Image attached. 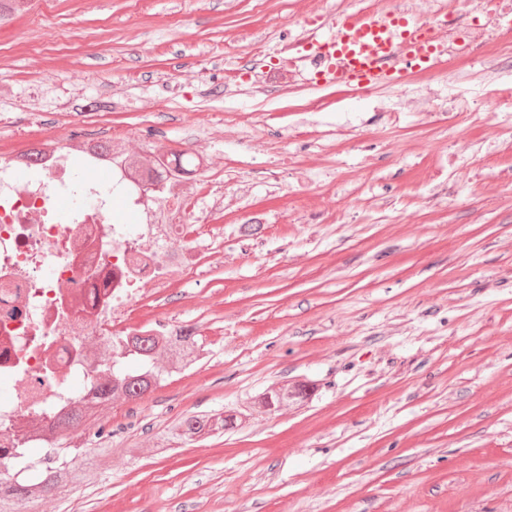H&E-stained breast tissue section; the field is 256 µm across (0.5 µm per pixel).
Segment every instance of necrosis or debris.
Segmentation results:
<instances>
[{
  "label": "necrosis or debris",
  "mask_w": 512,
  "mask_h": 512,
  "mask_svg": "<svg viewBox=\"0 0 512 512\" xmlns=\"http://www.w3.org/2000/svg\"><path fill=\"white\" fill-rule=\"evenodd\" d=\"M108 123L87 107L68 149L41 128L26 148L0 145L1 478L14 449L55 440L53 422L95 393L117 345L188 331L159 315L181 285L196 283L190 302L215 297L223 193L203 180L179 190L162 168L105 152L90 129ZM118 207L134 223H115Z\"/></svg>",
  "instance_id": "4bbe7bcc"
}]
</instances>
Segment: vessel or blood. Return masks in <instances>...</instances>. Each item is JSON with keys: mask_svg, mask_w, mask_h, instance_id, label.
I'll return each mask as SVG.
<instances>
[{"mask_svg": "<svg viewBox=\"0 0 512 512\" xmlns=\"http://www.w3.org/2000/svg\"><path fill=\"white\" fill-rule=\"evenodd\" d=\"M319 61V81L327 84L363 82L374 85L395 62L427 69L441 55V44L429 26L405 16L340 20L334 32L308 34Z\"/></svg>", "mask_w": 512, "mask_h": 512, "instance_id": "vessel-or-blood-1", "label": "vessel or blood"}]
</instances>
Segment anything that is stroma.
<instances>
[{
  "label": "stroma",
  "instance_id": "35a3bbf8",
  "mask_svg": "<svg viewBox=\"0 0 512 512\" xmlns=\"http://www.w3.org/2000/svg\"><path fill=\"white\" fill-rule=\"evenodd\" d=\"M396 0H53L0 26V108L16 126L91 100L151 125L142 150L208 155L224 177L220 296L186 308L208 353L131 410L112 456L54 512H512V94H443L477 51L404 72L410 102L314 82L306 20ZM254 143L246 150L244 140ZM479 143L466 170L450 157ZM312 395L276 412L269 387ZM238 413L192 445L186 416ZM309 390L310 388L304 384L297 385L294 390L288 387H273L259 395L257 401L253 403V408H257L259 409L257 411L261 412V409L271 411L288 407L294 400L306 397Z\"/></svg>",
  "mask_w": 512,
  "mask_h": 512
}]
</instances>
